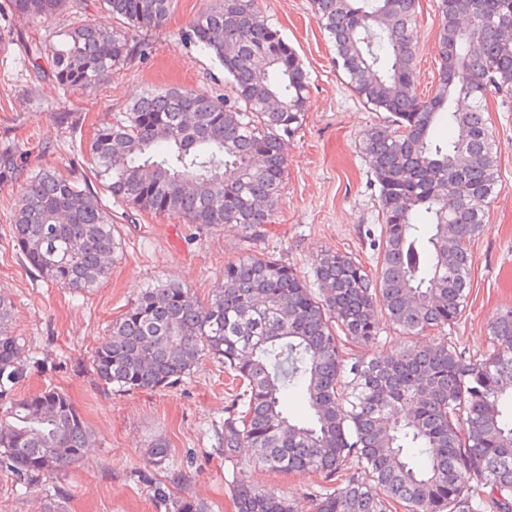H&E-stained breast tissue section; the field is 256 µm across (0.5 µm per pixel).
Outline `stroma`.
Returning a JSON list of instances; mask_svg holds the SVG:
<instances>
[{"label": "stroma", "instance_id": "1", "mask_svg": "<svg viewBox=\"0 0 512 512\" xmlns=\"http://www.w3.org/2000/svg\"><path fill=\"white\" fill-rule=\"evenodd\" d=\"M438 0H419L412 29L417 48L416 82L425 94L435 84L439 57ZM217 0H178L166 26L136 32L148 41V57H132L89 91L66 93L30 68L25 45L46 41L70 28L67 8L49 21L0 19V294L12 302V327L26 341L29 375L18 390H64L93 432L87 453L65 475L44 476L24 487L0 471V512H48L64 499L66 512H162L153 485L202 501L208 512H235L229 484L239 478L290 499L294 512H313L311 494L320 479L311 473L250 469V449L237 463L218 448L232 395L220 363L206 358L172 388L121 393L99 384L91 353L141 291L159 282L191 288L200 300L221 287L226 264L243 255L266 254L285 261L310 288L320 254L334 249L366 268L376 264L382 215L369 158L359 148L364 133L382 123L347 85L335 51L320 28L312 0H257L261 13L296 49L309 73L308 106L302 126L286 145L287 168L272 224L245 237L240 228L200 233L182 218L148 213L119 220L121 249L110 278L90 292L57 288L22 263L11 215L18 192L40 169L87 172L84 146L99 122L125 111L140 93L170 87L224 95L229 86L212 57L186 41L194 16ZM498 157V182L486 207V227L471 243L470 298L446 332L404 335L378 320V341L357 348L370 357L410 344L430 347L441 337L482 356L493 345L490 322L512 306V98H490L487 114ZM170 448V463L158 468L145 454L155 440Z\"/></svg>", "mask_w": 512, "mask_h": 512}]
</instances>
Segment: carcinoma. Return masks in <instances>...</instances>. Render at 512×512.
<instances>
[{
    "instance_id": "1",
    "label": "carcinoma",
    "mask_w": 512,
    "mask_h": 512,
    "mask_svg": "<svg viewBox=\"0 0 512 512\" xmlns=\"http://www.w3.org/2000/svg\"><path fill=\"white\" fill-rule=\"evenodd\" d=\"M67 0H3L0 17L49 19ZM121 21L83 20L56 43L27 47L32 67L64 91L89 89L132 55L149 53L129 31L167 24L178 0H99ZM418 0H312L355 95L389 120L360 142L372 164L383 218L375 270L327 250L319 289L282 260L248 254L224 267L205 302L188 287L144 289L94 350L99 381L122 392L165 390L205 357L235 382L219 446L224 461L254 450L251 467L313 473L315 512H512V307L493 317V351L467 357L453 342L357 358L348 345L377 341L375 313L407 335L445 330L464 311L469 245L485 227L497 184L491 96L512 93V0H439L440 68L434 91L415 85L411 35ZM186 39L231 83L222 100L203 92L148 91L100 124L87 143L95 177L113 202L177 215L198 230L235 224L253 235L272 223L286 171L283 139L301 127L309 74L255 0H220ZM25 265L44 282L90 291L121 249L116 215L98 192L44 168L12 216ZM0 295V470L29 485L79 460L91 431L66 393H16L27 364ZM290 396L309 415L286 409ZM169 462L166 442L146 449ZM165 512H207L157 485ZM236 512H293L287 498L245 481Z\"/></svg>"
}]
</instances>
